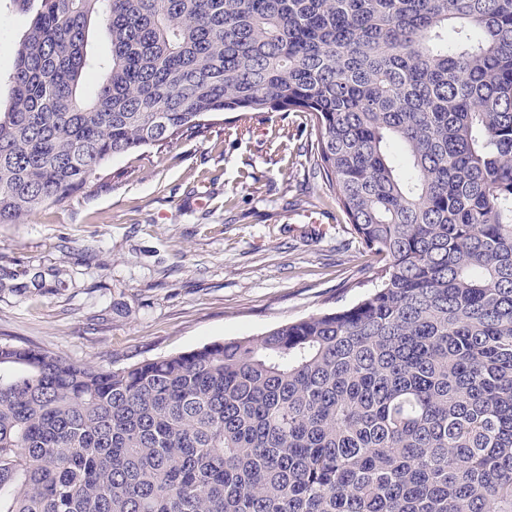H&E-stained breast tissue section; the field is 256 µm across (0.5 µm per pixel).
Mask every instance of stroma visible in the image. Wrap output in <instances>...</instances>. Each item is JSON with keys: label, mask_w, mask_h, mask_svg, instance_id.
<instances>
[{"label": "stroma", "mask_w": 512, "mask_h": 512, "mask_svg": "<svg viewBox=\"0 0 512 512\" xmlns=\"http://www.w3.org/2000/svg\"><path fill=\"white\" fill-rule=\"evenodd\" d=\"M0 0V107L27 29ZM305 112H223L0 224V342L80 363L189 351L357 302L380 264L313 169Z\"/></svg>", "instance_id": "obj_1"}]
</instances>
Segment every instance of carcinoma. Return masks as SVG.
Returning a JSON list of instances; mask_svg holds the SVG:
<instances>
[{
	"instance_id": "carcinoma-1",
	"label": "carcinoma",
	"mask_w": 512,
	"mask_h": 512,
	"mask_svg": "<svg viewBox=\"0 0 512 512\" xmlns=\"http://www.w3.org/2000/svg\"><path fill=\"white\" fill-rule=\"evenodd\" d=\"M26 2L0 224L203 116L307 112L383 266L124 367L0 343V512H512V0Z\"/></svg>"
}]
</instances>
